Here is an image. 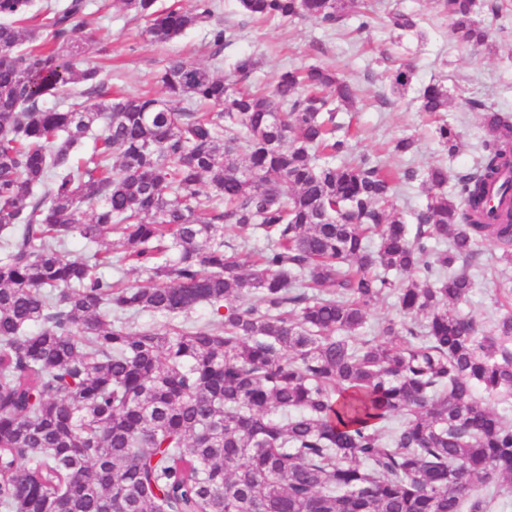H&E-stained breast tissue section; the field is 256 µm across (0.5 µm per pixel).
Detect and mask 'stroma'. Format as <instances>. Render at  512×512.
<instances>
[{"instance_id":"35a3bbf8","label":"stroma","mask_w":512,"mask_h":512,"mask_svg":"<svg viewBox=\"0 0 512 512\" xmlns=\"http://www.w3.org/2000/svg\"><path fill=\"white\" fill-rule=\"evenodd\" d=\"M374 13L369 29L352 15L347 30L336 32L306 19L292 22H251L240 14L237 0H218L219 7L208 22L189 29L165 44L151 43L145 23L124 13L117 0H93L82 22L98 43L83 56L85 63L101 66L113 90L125 95L150 92L158 97L162 87L155 74L169 58L181 55L230 75L236 58L244 53L259 60L254 83L272 87L279 71L323 64L337 68L360 96L343 119L360 132L356 153L377 156L389 168L425 171L445 164L455 172L473 168L480 160L486 137L481 113L470 111L469 100H482L494 109H512V0H503L499 16L484 14L492 33L490 46L464 47L452 36L451 22L436 6V0H371ZM399 9L420 19L419 34L397 36L386 24L389 10ZM234 27L237 38L217 50L210 43L216 27ZM409 64L411 85L404 94L392 93L386 79L391 61ZM448 88L450 104L445 117L460 133L459 149L448 154L436 136L434 119L418 109L419 89L432 82ZM415 141L413 153H392L391 144L401 137ZM495 244L482 247L478 264L470 273L474 286L461 306L462 313L489 320L496 311L495 286L512 282V265L499 260Z\"/></svg>"}]
</instances>
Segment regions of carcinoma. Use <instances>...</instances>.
<instances>
[{
	"label": "carcinoma",
	"mask_w": 512,
	"mask_h": 512,
	"mask_svg": "<svg viewBox=\"0 0 512 512\" xmlns=\"http://www.w3.org/2000/svg\"><path fill=\"white\" fill-rule=\"evenodd\" d=\"M118 2L156 43L217 8ZM238 2L336 28L364 4ZM437 2L458 43L488 44L477 0ZM88 5L29 25L31 0H0V512H491L512 496V419L489 405L512 407V287L489 324L458 310L479 243L512 264V114L468 101L484 155L422 174L412 233L399 176L353 156L336 122L358 96L339 73L285 69L260 91L251 54L230 77L173 57L165 97H114L79 62ZM389 22L422 35L409 14ZM411 80L391 71L397 92ZM74 84L95 103L43 106ZM418 101L446 112L448 88ZM436 134L457 152L454 128ZM226 228L245 248L224 249ZM114 233L115 261L100 249ZM122 265L147 278L101 272ZM391 295L400 318L363 335ZM199 306L204 322L130 324ZM395 203L398 213L415 229L416 216L425 209L427 203L420 181L415 180L401 185Z\"/></svg>",
	"instance_id": "cac0c4a2"
}]
</instances>
